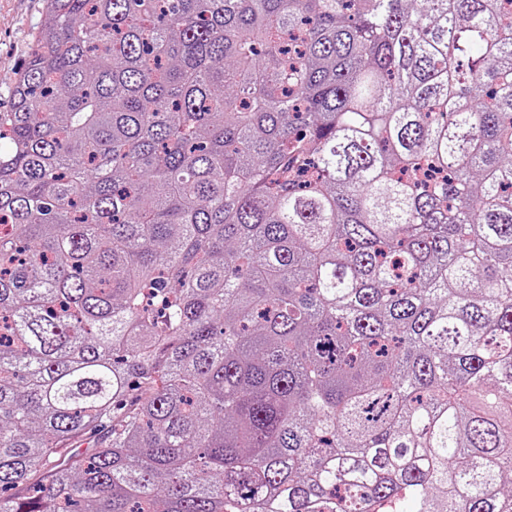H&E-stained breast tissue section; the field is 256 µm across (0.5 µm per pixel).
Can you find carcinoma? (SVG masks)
Segmentation results:
<instances>
[{
  "instance_id": "carcinoma-1",
  "label": "carcinoma",
  "mask_w": 512,
  "mask_h": 512,
  "mask_svg": "<svg viewBox=\"0 0 512 512\" xmlns=\"http://www.w3.org/2000/svg\"><path fill=\"white\" fill-rule=\"evenodd\" d=\"M0 216V512H512V0H45Z\"/></svg>"
}]
</instances>
